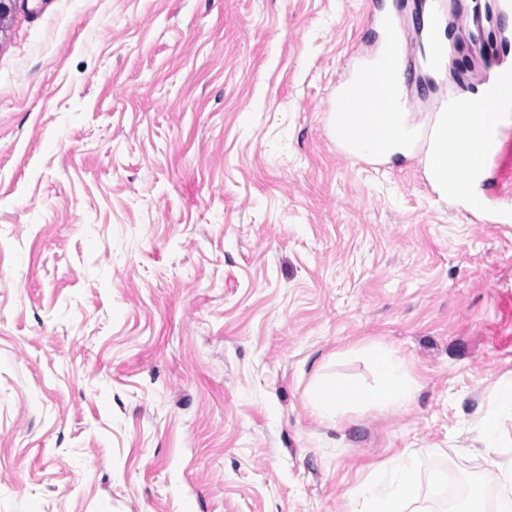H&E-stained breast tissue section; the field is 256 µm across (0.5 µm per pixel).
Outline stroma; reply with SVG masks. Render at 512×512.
<instances>
[{"label":"stroma","instance_id":"1","mask_svg":"<svg viewBox=\"0 0 512 512\" xmlns=\"http://www.w3.org/2000/svg\"><path fill=\"white\" fill-rule=\"evenodd\" d=\"M369 0H18L0 19V512H350L413 454L478 477L512 379V123L482 214L421 158L340 155L323 112ZM461 52L417 123L486 70L495 0H444ZM380 344L402 407L321 419Z\"/></svg>","mask_w":512,"mask_h":512}]
</instances>
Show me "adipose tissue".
I'll return each instance as SVG.
<instances>
[{"instance_id": "obj_1", "label": "adipose tissue", "mask_w": 512, "mask_h": 512, "mask_svg": "<svg viewBox=\"0 0 512 512\" xmlns=\"http://www.w3.org/2000/svg\"><path fill=\"white\" fill-rule=\"evenodd\" d=\"M369 81L372 111L344 112L341 121L358 131L367 152L379 155L390 164L406 160L411 155L416 128L391 109L393 86L389 69L377 67ZM506 119V114L494 112L438 113L439 134L428 148L426 167L444 200L452 203L474 195L475 180L482 175L485 161L478 145L486 132L500 130ZM364 353L376 370L375 385L362 390L338 379L320 381L310 393V401L320 418L337 419L358 402L400 407L413 399L415 387L389 349L372 345ZM503 418L512 419L511 379L501 383L493 410L481 426L488 468L498 485L496 506L488 508L485 483L477 480L469 484L462 512H512V466H500L494 457L498 422ZM420 498L416 462L410 457H400L378 469L361 487L356 496V512H406L411 506L416 512H427L426 507L420 506Z\"/></svg>"}]
</instances>
